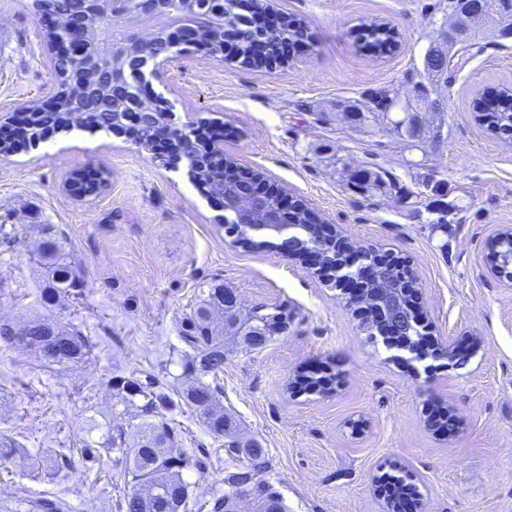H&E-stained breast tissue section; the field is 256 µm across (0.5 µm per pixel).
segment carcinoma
I'll list each match as a JSON object with an SVG mask.
<instances>
[{"label": "carcinoma", "mask_w": 512, "mask_h": 512, "mask_svg": "<svg viewBox=\"0 0 512 512\" xmlns=\"http://www.w3.org/2000/svg\"><path fill=\"white\" fill-rule=\"evenodd\" d=\"M257 11L245 20L240 31L241 38L231 47L240 56L239 63L255 68L261 64L250 59L252 42L264 37L273 44L281 42V36L274 35L262 26V16L267 6L262 0L256 2ZM97 26V36L102 40H117L112 34L114 20L111 15H99L91 19ZM358 49L373 53H387L396 45V32L384 22L363 24L358 29L355 40ZM119 64H105L99 73L88 75L94 83L98 107L92 112L72 115L71 95L66 90L56 93L58 110L43 112L40 107L31 105L28 139L35 144L42 140L43 132L67 129L74 122L88 129L110 130L124 124V113L118 111L125 94V83L112 79V71ZM474 119L490 132L503 135L512 132V92L489 87L473 101ZM169 106L161 101L154 112L156 116L147 120L142 128L140 143L149 147L154 143L155 130L169 127ZM189 165L192 179L205 193L222 181L233 182L240 168L230 158L211 156L204 140L194 141L189 146ZM287 221L293 226L289 235L297 249L316 242L321 225L314 219L304 203L295 205L288 212ZM226 232L234 235L233 242L249 250L278 243L259 239L246 229L231 225ZM40 264L46 270L44 289L45 300L54 302L61 296L74 293L82 295V283L77 274L76 263L66 251L62 238L47 224L44 237L35 249ZM276 314L257 307L247 316L224 304V284L214 283L202 291L187 318L184 340L195 351V355L184 365L183 383L178 396L202 420L210 434L216 438L227 437L233 440L227 452L239 462L235 470L224 475V482L230 483L239 474L250 469L266 472L270 466L268 451H262L260 460L251 458L252 448L261 443L249 440L245 443L235 438L231 417L224 413L216 385L219 374L224 372V338L230 336L237 344L247 347L256 339L268 342L283 329L275 320ZM0 340L9 345L30 349L43 359L55 364H80L89 360L90 342L77 328L62 325L50 315L39 316L28 321L26 328L16 329L9 324H0ZM212 377L213 382L206 381ZM109 387L117 403L123 406L120 416L128 419L120 424H110L103 434V441L94 444L87 442L81 449V456L96 462L100 450H105L112 459L115 477L128 486V490L117 508L119 512H182L187 508L189 483L184 474L191 469L201 470L199 458L176 447L178 435L164 421V410L172 405L169 395L159 389L151 375L142 380L134 376H115L109 380ZM65 503L60 499L41 497L22 500L10 507L0 503V512H62ZM257 512H288L283 495L274 487H269V498L259 501Z\"/></svg>", "instance_id": "1"}]
</instances>
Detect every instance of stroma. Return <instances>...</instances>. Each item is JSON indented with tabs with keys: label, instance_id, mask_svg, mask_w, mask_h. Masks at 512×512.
I'll use <instances>...</instances> for the list:
<instances>
[{
	"label": "stroma",
	"instance_id": "35a3bbf8",
	"mask_svg": "<svg viewBox=\"0 0 512 512\" xmlns=\"http://www.w3.org/2000/svg\"><path fill=\"white\" fill-rule=\"evenodd\" d=\"M301 18L307 37L288 64L252 69L190 52L153 91L175 124L220 127L224 153L305 203L347 242L407 260L419 282L424 324L436 339L473 341L469 360H415L369 338L341 293L313 269L268 248L248 251L224 232V212L195 186L187 163L109 131L61 132L0 158V322L52 314L93 345L89 363L54 365L0 343V436L18 446L0 501L55 496L66 512H118L112 462L83 464L89 430L113 419L108 381L155 375L175 395L190 349L182 323L206 284H224L245 307H278L286 324L248 352L227 344L221 402L243 437L267 448L268 480L288 512H388L376 478L389 472L418 489V512H512V284L488 258L512 226V139L473 119L484 89L512 87V38L486 36L455 73L447 108L428 111L435 85L424 55L454 19L448 0H270ZM385 22L398 46L356 49L361 24ZM44 27L33 0H0V127L56 93ZM405 97L371 112L375 92ZM376 171L381 190L357 170ZM83 171L102 173L94 195L69 189ZM66 237L84 281L79 299L44 303L45 274L32 256L44 225ZM341 377L326 395L291 384L313 363ZM457 429L429 427L435 406ZM180 448L206 450L190 472L188 512H210L234 462L183 403L165 415Z\"/></svg>",
	"mask_w": 512,
	"mask_h": 512
}]
</instances>
